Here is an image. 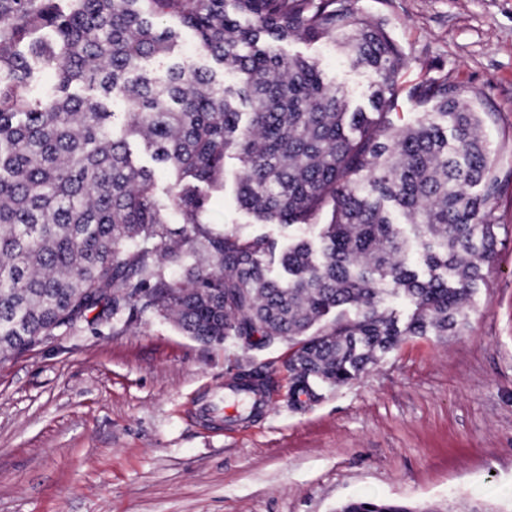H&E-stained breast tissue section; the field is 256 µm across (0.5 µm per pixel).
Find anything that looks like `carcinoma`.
<instances>
[{
    "mask_svg": "<svg viewBox=\"0 0 512 512\" xmlns=\"http://www.w3.org/2000/svg\"><path fill=\"white\" fill-rule=\"evenodd\" d=\"M169 17L237 88L168 61ZM289 40L331 42L370 70L377 118L316 61L284 54ZM404 63L386 20L358 0H0V355L128 308L204 344L288 343L290 399L302 404L318 384L359 380L408 336L457 332L496 242L491 151L480 113L446 78L408 92L433 111L391 122ZM43 67L57 84L34 97ZM133 140L156 168L133 160ZM230 155L243 210L292 226L329 207L320 240L280 251L211 223L203 187L223 184ZM158 169L171 174L161 195ZM336 512L455 510L353 498Z\"/></svg>",
    "mask_w": 512,
    "mask_h": 512,
    "instance_id": "obj_1",
    "label": "carcinoma"
}]
</instances>
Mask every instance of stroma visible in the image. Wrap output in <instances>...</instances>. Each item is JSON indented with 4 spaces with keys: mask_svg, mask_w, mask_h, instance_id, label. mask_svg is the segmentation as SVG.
Wrapping results in <instances>:
<instances>
[{
    "mask_svg": "<svg viewBox=\"0 0 512 512\" xmlns=\"http://www.w3.org/2000/svg\"><path fill=\"white\" fill-rule=\"evenodd\" d=\"M407 58L394 125L415 120L410 87L447 76L473 101L497 183L495 253L463 327L411 336L348 385L289 400L288 347L207 346L157 315L123 313L0 359V512H334L373 496L461 512L512 499V0H359ZM319 61L352 105L374 75L327 43L283 44ZM224 229L318 238V222L259 224L233 185L212 190ZM275 387L259 416L214 428L198 409L242 373Z\"/></svg>",
    "mask_w": 512,
    "mask_h": 512,
    "instance_id": "obj_1",
    "label": "stroma"
}]
</instances>
